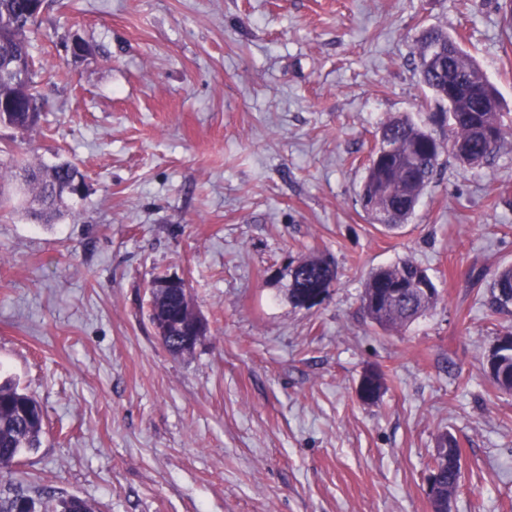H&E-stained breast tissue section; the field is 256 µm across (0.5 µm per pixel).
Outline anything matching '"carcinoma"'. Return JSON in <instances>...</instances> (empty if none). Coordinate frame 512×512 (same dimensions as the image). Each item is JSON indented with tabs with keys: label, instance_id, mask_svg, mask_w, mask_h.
Wrapping results in <instances>:
<instances>
[{
	"label": "carcinoma",
	"instance_id": "cac0c4a2",
	"mask_svg": "<svg viewBox=\"0 0 512 512\" xmlns=\"http://www.w3.org/2000/svg\"><path fill=\"white\" fill-rule=\"evenodd\" d=\"M40 12L33 0H0V123L8 122L30 130L40 121L45 101L38 90V72L34 61L35 27ZM441 48L451 54V67L425 68L430 51ZM418 68L421 83L438 103L445 102L448 81L462 86V91L448 105L453 116L450 146L438 142L424 127L409 116L390 117L379 129L373 152L366 165V176L360 193L362 208L374 224L395 231L408 223L415 213L416 197L432 182L438 160L448 151L463 165H478L491 158L504 139L512 135V125L505 123L503 113L481 112L484 100L498 96L496 88L480 76L479 66L464 52L459 43L439 28L424 30L419 38ZM22 174H0V210H17L12 190L5 181L17 177L25 184L26 193L43 206L31 222L50 224L57 218L67 190L77 179L85 180L80 169L69 162L52 167L29 163ZM297 265L289 285V297L309 288L331 291L337 282V271L324 258L293 261ZM429 288L424 292L422 287ZM389 288H402L401 299L388 302ZM438 302V290L425 269L401 261L371 271L364 284L361 307L371 323L387 331H399L432 310ZM490 316L512 311V267L496 271L489 284L487 301ZM150 321L171 320L189 327L196 313L181 308L176 297L151 292ZM488 368L496 387L512 392V346H497ZM43 436V412L37 400L11 379L0 382V474L10 471L18 457L40 447ZM443 452L434 459V467L442 474L443 500L450 499L460 485V447L458 441L444 433L438 437ZM11 495L0 497V512H92L91 506L77 496H54L35 499L27 494L24 480H14Z\"/></svg>",
	"mask_w": 512,
	"mask_h": 512
}]
</instances>
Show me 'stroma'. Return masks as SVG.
<instances>
[{"label":"stroma","instance_id":"obj_1","mask_svg":"<svg viewBox=\"0 0 512 512\" xmlns=\"http://www.w3.org/2000/svg\"><path fill=\"white\" fill-rule=\"evenodd\" d=\"M34 53L40 125L0 126L15 159L77 165L54 224L0 212V376L41 404L14 467L31 495L96 512H433L438 434L457 438L450 512H512V394L488 359L512 266V138L488 163L442 154L408 224L371 223L359 192L382 123L448 140L417 69L437 27L512 120L502 0H48ZM87 45L73 57L74 39ZM339 276L288 298L290 261ZM409 260L440 298L398 332L365 318L373 268ZM183 275L208 333L175 357L150 281ZM381 370L379 401L357 395ZM487 301L490 317L511 312L512 306V267L496 271L489 284Z\"/></svg>","mask_w":512,"mask_h":512}]
</instances>
